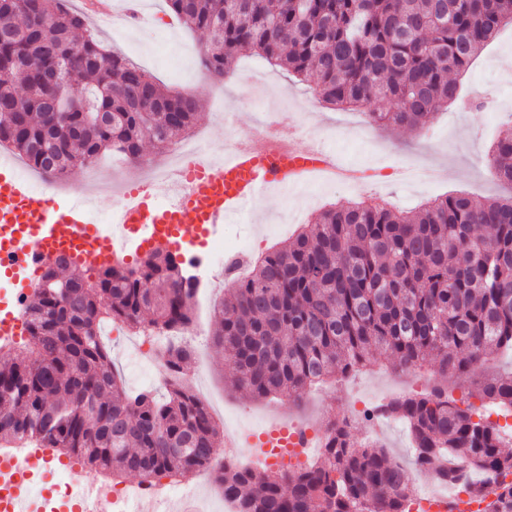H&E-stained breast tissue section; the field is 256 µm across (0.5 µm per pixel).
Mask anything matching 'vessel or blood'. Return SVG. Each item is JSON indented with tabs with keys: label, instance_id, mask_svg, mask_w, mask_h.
<instances>
[{
	"label": "vessel or blood",
	"instance_id": "obj_1",
	"mask_svg": "<svg viewBox=\"0 0 512 512\" xmlns=\"http://www.w3.org/2000/svg\"><path fill=\"white\" fill-rule=\"evenodd\" d=\"M331 166L324 152L282 148L269 142L254 147L240 143L220 165L192 164L182 172L184 188L174 199L158 200L127 186L125 205L113 218L111 235L90 223L83 200L62 199L35 192L29 180L0 161V281L25 289L42 274L50 260L67 254L96 268L112 264L118 251L135 246L148 251L159 246L207 244L225 217L244 210L271 187L288 189ZM193 235H186L185 225ZM27 324L16 301H0V337L23 335ZM0 512H45L26 482L8 480L0 491Z\"/></svg>",
	"mask_w": 512,
	"mask_h": 512
}]
</instances>
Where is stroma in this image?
<instances>
[{"mask_svg": "<svg viewBox=\"0 0 512 512\" xmlns=\"http://www.w3.org/2000/svg\"><path fill=\"white\" fill-rule=\"evenodd\" d=\"M139 11V21L109 27L101 38L147 69L169 90L196 96L198 119L189 141L223 152L225 137L254 125L260 107L285 106L294 115V128L310 131L321 148L335 156L339 166L356 172L352 181L327 183L316 177L296 190L267 191L248 215L225 220V235L254 239L251 256L264 254L286 241L292 231L311 222L330 204L345 206L364 201L412 210L425 200L459 190L482 201L512 196V187L492 181L487 173L490 147L499 131L512 122V25L503 27L470 67L456 77L462 94L476 102V109L448 105L421 131L414 132L375 126L359 110L329 107L320 100L312 83L299 82L287 70L245 51L238 56L230 79L217 80L200 64L204 37L188 30L165 0H143ZM253 75L258 78L256 88L261 101L246 105L238 97V87L242 79ZM483 99L496 102L497 111L479 108ZM431 155L448 158L458 169L457 177L411 183L401 176L402 161L421 167ZM96 169L98 180L94 183L88 182L82 169L62 178L61 196L93 195L97 210L107 213L119 198L114 185L138 182L146 175L140 166L110 157L102 159ZM212 329V318H205L199 336L190 345L204 350L206 363L201 377L223 398L228 412L268 421L288 415L310 417L318 412L333 415L340 410L345 386L340 383L332 385L327 394H310L298 408L284 399L269 401L235 392L224 354L212 340Z\"/></svg>", "mask_w": 512, "mask_h": 512, "instance_id": "stroma-1", "label": "stroma"}]
</instances>
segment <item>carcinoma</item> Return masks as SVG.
<instances>
[{"label":"carcinoma","mask_w":512,"mask_h":512,"mask_svg":"<svg viewBox=\"0 0 512 512\" xmlns=\"http://www.w3.org/2000/svg\"><path fill=\"white\" fill-rule=\"evenodd\" d=\"M166 2L208 38L201 60L210 73L229 74L249 51L313 82L334 108L388 101L393 111L370 117L411 130L459 99L450 74L512 24V0ZM36 8L46 24L33 30ZM87 26L68 0H0V145L53 178L107 153L136 161L146 143L164 150L197 119L194 97L163 90L93 35L77 37ZM74 59L83 62L79 82ZM48 69L58 77L52 103L40 83ZM488 173L512 183V126L498 138ZM67 266L61 258L47 265L26 307L28 342L0 354V439H34L143 482L208 467L220 431L183 382L190 349L159 351L170 377L160 398L124 389L98 335L106 316L136 333L189 327L195 288L185 265L156 248L135 267L100 268L90 284L60 276ZM213 313L214 343L236 387L257 398L299 403L375 352L407 370L433 362L440 379L431 393L392 401L387 412L413 435L420 470L440 480L478 470L501 477L478 495L484 512H512V451L503 450L498 429L448 398L444 383L512 349V196L480 202L459 193L411 211L331 208L233 280L232 299ZM480 391L512 412V374L484 378ZM326 432L320 461L304 468L224 466L216 481L234 512H406L405 467L334 419Z\"/></svg>","instance_id":"obj_1"}]
</instances>
